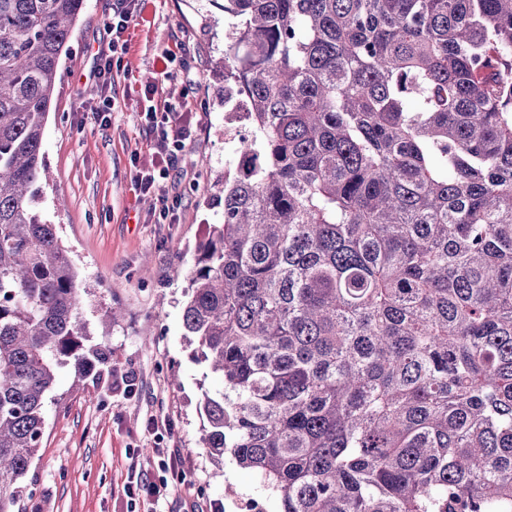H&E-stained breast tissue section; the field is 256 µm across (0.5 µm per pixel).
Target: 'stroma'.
Listing matches in <instances>:
<instances>
[{
	"label": "stroma",
	"instance_id": "obj_1",
	"mask_svg": "<svg viewBox=\"0 0 512 512\" xmlns=\"http://www.w3.org/2000/svg\"><path fill=\"white\" fill-rule=\"evenodd\" d=\"M116 0H86L45 127L47 178L42 210L59 226L86 288L80 318L90 343L100 340L107 310L121 308L110 330L107 367L83 386L63 371L47 393L42 444L22 479L19 512H127L122 487L132 478L128 450L145 476L167 478L156 449L172 457L184 479L158 512H211L226 485L265 512H279L277 495L232 458L215 463L200 443L204 392L221 381L195 360L182 307L196 246L224 212V75L212 61L224 49V14L209 0H145L130 48L112 83L115 108L108 125L92 118L98 93L87 75L108 47L106 24ZM184 44L186 65L162 85L186 100L198 131L170 172L179 194L171 223H157L155 201L136 197L132 155L151 157L141 120V87L154 79L157 60ZM127 373L136 387L126 396L112 376Z\"/></svg>",
	"mask_w": 512,
	"mask_h": 512
}]
</instances>
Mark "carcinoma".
Wrapping results in <instances>:
<instances>
[{
	"label": "carcinoma",
	"instance_id": "obj_1",
	"mask_svg": "<svg viewBox=\"0 0 512 512\" xmlns=\"http://www.w3.org/2000/svg\"><path fill=\"white\" fill-rule=\"evenodd\" d=\"M244 165L182 323L200 442L280 512H512V0H210ZM85 0H0V512L46 394L108 363L40 210Z\"/></svg>",
	"mask_w": 512,
	"mask_h": 512
}]
</instances>
